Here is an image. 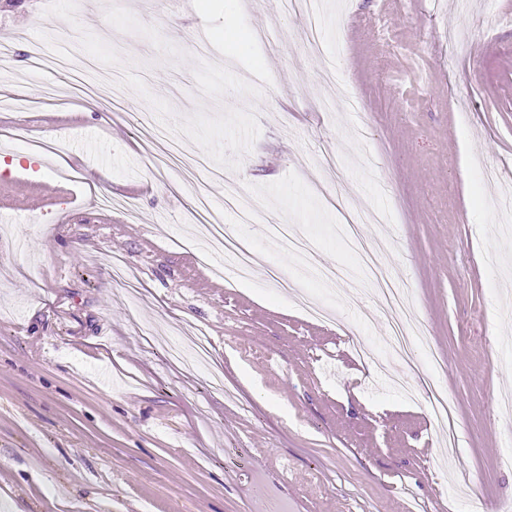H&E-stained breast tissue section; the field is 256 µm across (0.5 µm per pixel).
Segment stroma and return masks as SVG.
Wrapping results in <instances>:
<instances>
[{
    "instance_id": "stroma-1",
    "label": "stroma",
    "mask_w": 512,
    "mask_h": 512,
    "mask_svg": "<svg viewBox=\"0 0 512 512\" xmlns=\"http://www.w3.org/2000/svg\"><path fill=\"white\" fill-rule=\"evenodd\" d=\"M21 0L0 41L45 40L75 71L28 67L16 43L0 85L57 101L0 110V512H501L512 502V240L493 198L512 185V0H323V54L279 0ZM206 32L198 53L191 36ZM339 58L352 101L322 99ZM81 168L66 203L45 163ZM340 154L338 172L322 158ZM342 180L334 205L317 191ZM262 198L255 224L224 183ZM119 201L94 203L92 185ZM207 196L256 254L248 281L211 277L183 223ZM136 199L135 212L122 203ZM368 225L411 290L434 361L397 390L402 363L342 209ZM313 245L299 271L256 225ZM139 277L129 298L112 262ZM336 319L305 316L269 268ZM336 267L325 284L318 271ZM196 326L224 366L168 361L156 339ZM447 393L460 451L441 452L425 386Z\"/></svg>"
}]
</instances>
